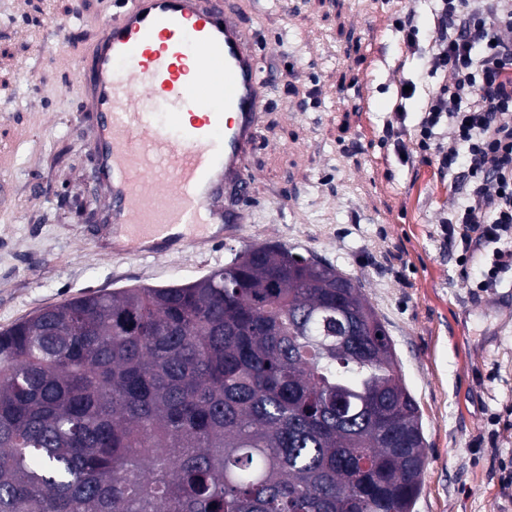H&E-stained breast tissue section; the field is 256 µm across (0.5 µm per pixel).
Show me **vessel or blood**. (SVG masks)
Listing matches in <instances>:
<instances>
[{"instance_id":"b4317fda","label":"vessel or blood","mask_w":512,"mask_h":512,"mask_svg":"<svg viewBox=\"0 0 512 512\" xmlns=\"http://www.w3.org/2000/svg\"><path fill=\"white\" fill-rule=\"evenodd\" d=\"M265 79L254 33L223 0H121L67 94L89 117L112 250L158 255L239 224ZM163 100L156 120L145 104Z\"/></svg>"}]
</instances>
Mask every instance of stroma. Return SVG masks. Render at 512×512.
<instances>
[{"label":"stroma","mask_w":512,"mask_h":512,"mask_svg":"<svg viewBox=\"0 0 512 512\" xmlns=\"http://www.w3.org/2000/svg\"><path fill=\"white\" fill-rule=\"evenodd\" d=\"M255 33L268 82L242 224L155 257L112 254L76 196L95 187L88 117L65 89L114 0H0V330L94 291L183 284L250 246L279 244L357 281L390 336L422 411L426 464L413 512H512V270L478 283L438 236L448 178L411 147L441 82L420 55L433 0H224ZM414 16L419 51L397 21ZM414 84L403 98L405 84ZM406 118L386 134L396 109ZM503 428L487 436L492 421Z\"/></svg>","instance_id":"stroma-1"}]
</instances>
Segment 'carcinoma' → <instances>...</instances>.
Masks as SVG:
<instances>
[{
    "label": "carcinoma",
    "instance_id": "carcinoma-1",
    "mask_svg": "<svg viewBox=\"0 0 512 512\" xmlns=\"http://www.w3.org/2000/svg\"><path fill=\"white\" fill-rule=\"evenodd\" d=\"M425 448L360 286L285 246L0 331V512H413Z\"/></svg>",
    "mask_w": 512,
    "mask_h": 512
}]
</instances>
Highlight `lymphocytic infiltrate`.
Returning a JSON list of instances; mask_svg holds the SVG:
<instances>
[{"instance_id":"1","label":"lymphocytic infiltrate","mask_w":512,"mask_h":512,"mask_svg":"<svg viewBox=\"0 0 512 512\" xmlns=\"http://www.w3.org/2000/svg\"><path fill=\"white\" fill-rule=\"evenodd\" d=\"M436 2L426 67L452 79L429 95L415 137L467 199L441 218V235L462 263L473 246L493 245L480 282L492 288L512 266V0Z\"/></svg>"}]
</instances>
